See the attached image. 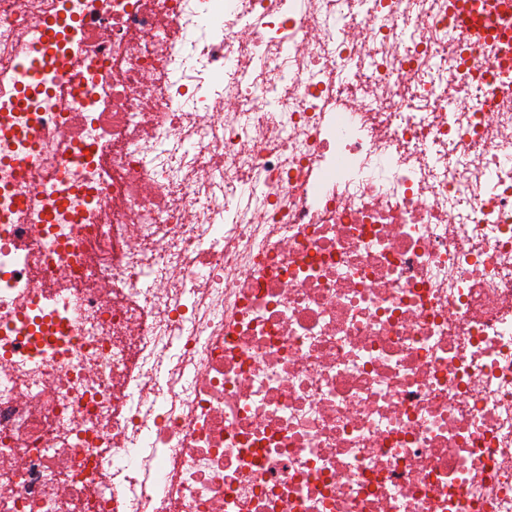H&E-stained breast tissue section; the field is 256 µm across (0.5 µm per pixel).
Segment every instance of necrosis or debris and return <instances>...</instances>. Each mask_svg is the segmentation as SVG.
Here are the masks:
<instances>
[{
	"label": "necrosis or debris",
	"mask_w": 512,
	"mask_h": 512,
	"mask_svg": "<svg viewBox=\"0 0 512 512\" xmlns=\"http://www.w3.org/2000/svg\"><path fill=\"white\" fill-rule=\"evenodd\" d=\"M487 2L0 0V512H512Z\"/></svg>",
	"instance_id": "1"
}]
</instances>
